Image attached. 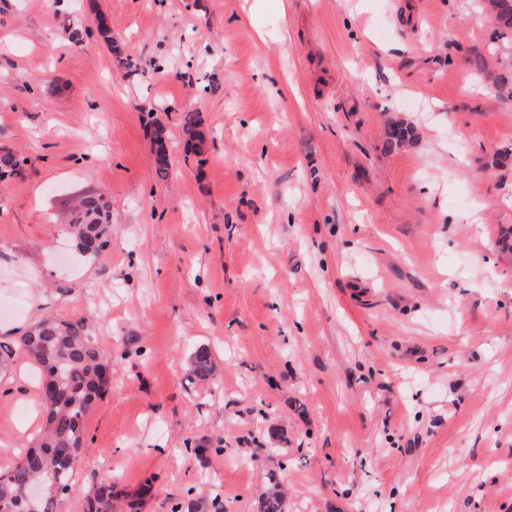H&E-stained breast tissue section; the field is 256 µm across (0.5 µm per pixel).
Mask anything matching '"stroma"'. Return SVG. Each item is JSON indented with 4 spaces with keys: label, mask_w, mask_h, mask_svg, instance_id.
<instances>
[{
    "label": "stroma",
    "mask_w": 512,
    "mask_h": 512,
    "mask_svg": "<svg viewBox=\"0 0 512 512\" xmlns=\"http://www.w3.org/2000/svg\"><path fill=\"white\" fill-rule=\"evenodd\" d=\"M493 32L482 0H0V147L26 159L0 183V470L43 424L17 333L61 311L111 383L56 512L112 481L139 512H213L214 485L255 512L275 470L288 512H512ZM392 117L410 146L386 150ZM89 192L112 203L94 260L65 237ZM202 345L216 379L192 384ZM183 131L190 139L197 142V146H201L205 142V133L202 129V121L199 112L193 109L185 108L182 111L181 120ZM152 151L154 153L155 161L157 164V175L162 179L167 178L169 175V170L171 168L170 154L168 150V141L164 127L159 122H157L154 127V133L152 138Z\"/></svg>",
    "instance_id": "obj_1"
}]
</instances>
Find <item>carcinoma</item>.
Returning <instances> with one entry per match:
<instances>
[{
	"label": "carcinoma",
	"mask_w": 512,
	"mask_h": 512,
	"mask_svg": "<svg viewBox=\"0 0 512 512\" xmlns=\"http://www.w3.org/2000/svg\"><path fill=\"white\" fill-rule=\"evenodd\" d=\"M495 22L496 37L512 38V0H488ZM183 131L201 146L205 133L199 113L186 108L182 111ZM411 128L402 121L389 123L387 143L400 148L411 140ZM152 151L157 175L165 179L171 168L167 136L161 123H156ZM22 160L10 149H0V181L16 176ZM68 233L78 253L85 256L93 242H99L94 252L101 253L112 237L110 202L102 195L81 198L71 212ZM18 347L39 367L44 376H51L48 391L42 392L41 411L45 428L35 445L26 450L7 472L0 474V509L6 512H55L57 496L75 490L77 461L72 451L81 447L86 419L95 402L103 397L110 378L108 356L94 335L93 326L85 319L63 315L45 317L20 336ZM215 376V364L209 348L199 347L191 357L188 380L208 383ZM34 482L43 483L35 504L23 497V490ZM128 512L137 503L124 502V495L112 484L98 487L85 496L83 512ZM258 512H286V497L281 478L275 472L267 474L264 491L258 498Z\"/></svg>",
	"instance_id": "carcinoma-1"
}]
</instances>
